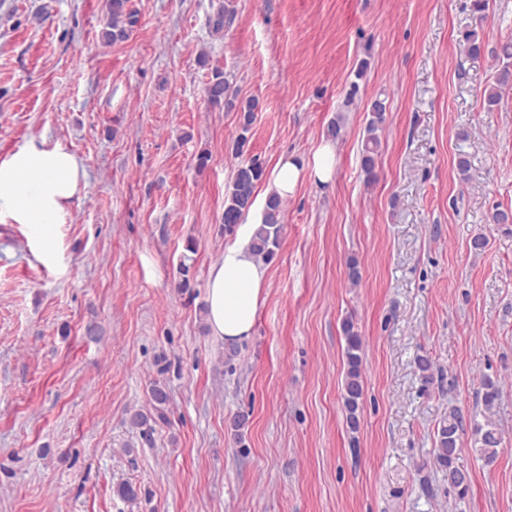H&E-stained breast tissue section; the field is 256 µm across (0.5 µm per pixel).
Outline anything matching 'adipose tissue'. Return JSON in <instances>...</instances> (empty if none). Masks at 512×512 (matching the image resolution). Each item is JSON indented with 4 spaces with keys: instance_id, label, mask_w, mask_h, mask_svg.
Segmentation results:
<instances>
[{
    "instance_id": "obj_1",
    "label": "adipose tissue",
    "mask_w": 512,
    "mask_h": 512,
    "mask_svg": "<svg viewBox=\"0 0 512 512\" xmlns=\"http://www.w3.org/2000/svg\"><path fill=\"white\" fill-rule=\"evenodd\" d=\"M335 161L330 144L319 149L310 165L279 161L267 190L288 198L306 174L328 183ZM84 175L75 154L61 143L19 148L0 160V218L41 226L61 223ZM254 231V225H246L237 243L209 270L208 323L212 334L228 344L251 335L266 284L267 271L250 248Z\"/></svg>"
}]
</instances>
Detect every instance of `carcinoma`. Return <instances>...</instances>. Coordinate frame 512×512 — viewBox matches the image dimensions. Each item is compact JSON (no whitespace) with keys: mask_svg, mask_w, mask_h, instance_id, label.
Here are the masks:
<instances>
[{"mask_svg":"<svg viewBox=\"0 0 512 512\" xmlns=\"http://www.w3.org/2000/svg\"><path fill=\"white\" fill-rule=\"evenodd\" d=\"M236 17L234 0H223L219 3L212 27L221 31L231 25ZM138 23L137 15L128 7V0H108L106 22L102 31L104 40L115 43L126 39L132 28ZM460 42L466 51L474 56L482 53L484 42L480 29L473 27L464 31ZM498 58L502 66L498 70L495 81L484 90L487 110L491 111L501 100L503 90L512 88V43L500 46ZM206 97L213 107L223 106L238 112V135L233 142V152L237 156L244 155L249 143V132L255 121V112L259 109L255 99L238 100L237 93L224 72L219 68L212 69L211 78L205 88ZM386 105L379 98L375 99L369 109L366 125V137L361 149V169L365 179L373 183L377 179L376 157L380 147L379 132L386 122ZM265 168L259 157L251 156L243 160L236 168L232 181L224 197V232L231 233L253 204V196L257 184L261 183ZM282 200L271 195L267 198L261 223L252 238V251L265 263L274 260L280 248L283 230ZM345 336V358L347 370L343 385V406L346 412V423L353 432L359 428L360 401L363 395L362 377V342L354 330L353 322L343 323ZM485 409L490 411L500 398V390L495 382L488 379L482 383ZM463 430V418L456 409L448 412V418L440 422L436 431L435 448L433 451L434 465L448 486L457 490L460 498H465L470 489L468 472L456 465V456L460 445V431ZM502 441L501 432L490 419L483 425L474 426V448L479 456L488 464L493 463L498 455Z\"/></svg>","mask_w":512,"mask_h":512,"instance_id":"obj_1","label":"carcinoma"}]
</instances>
